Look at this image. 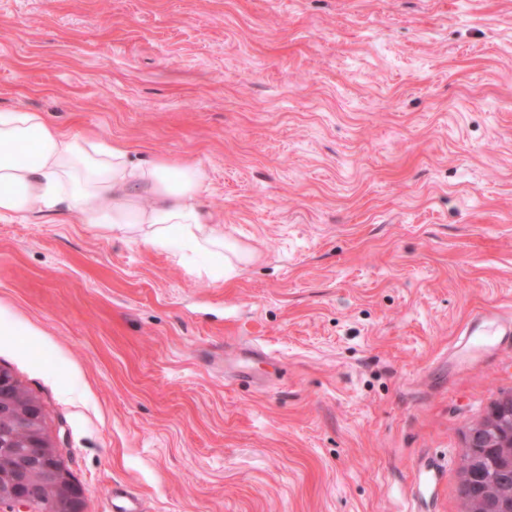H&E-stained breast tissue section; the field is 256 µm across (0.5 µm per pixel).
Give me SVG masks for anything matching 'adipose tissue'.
I'll return each instance as SVG.
<instances>
[{"label": "adipose tissue", "mask_w": 512, "mask_h": 512, "mask_svg": "<svg viewBox=\"0 0 512 512\" xmlns=\"http://www.w3.org/2000/svg\"><path fill=\"white\" fill-rule=\"evenodd\" d=\"M21 148L26 157L18 156ZM129 152L126 143L76 135L38 112H0V221L65 210L77 223L159 250L217 257L228 273L252 261L251 250L207 220L198 166L164 158L135 163Z\"/></svg>", "instance_id": "ef3b65f1"}]
</instances>
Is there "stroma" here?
Instances as JSON below:
<instances>
[{
  "mask_svg": "<svg viewBox=\"0 0 512 512\" xmlns=\"http://www.w3.org/2000/svg\"><path fill=\"white\" fill-rule=\"evenodd\" d=\"M190 161L230 277L89 224L0 222V369L112 512H463L512 347V0H0V110ZM512 342V315L501 309H481L471 314L453 348L457 366L480 360ZM440 482L437 466L432 463H421L415 476L414 499L420 494L422 497L431 496Z\"/></svg>",
  "mask_w": 512,
  "mask_h": 512,
  "instance_id": "35a3bbf8",
  "label": "stroma"
}]
</instances>
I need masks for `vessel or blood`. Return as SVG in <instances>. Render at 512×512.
Here are the masks:
<instances>
[{
    "label": "vessel or blood",
    "mask_w": 512,
    "mask_h": 512,
    "mask_svg": "<svg viewBox=\"0 0 512 512\" xmlns=\"http://www.w3.org/2000/svg\"><path fill=\"white\" fill-rule=\"evenodd\" d=\"M512 342V315L502 310L481 309L471 314L453 348L454 362L462 366ZM440 481L437 466L420 464L415 476V491L421 496L432 495Z\"/></svg>",
    "instance_id": "1"
}]
</instances>
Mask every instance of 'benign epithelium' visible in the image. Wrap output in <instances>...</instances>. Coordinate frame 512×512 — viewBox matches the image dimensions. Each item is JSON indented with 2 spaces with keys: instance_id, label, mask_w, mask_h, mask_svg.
<instances>
[{
  "instance_id": "benign-epithelium-1",
  "label": "benign epithelium",
  "mask_w": 512,
  "mask_h": 512,
  "mask_svg": "<svg viewBox=\"0 0 512 512\" xmlns=\"http://www.w3.org/2000/svg\"><path fill=\"white\" fill-rule=\"evenodd\" d=\"M0 428L24 433L27 448L0 472V512H43L44 493L49 490L58 501L56 512H82L83 489L68 480L60 448L43 430L41 402L24 395L16 380L2 371ZM511 446L512 429L508 425L498 429L481 420L471 427L464 452L473 469L478 466L477 449Z\"/></svg>"
}]
</instances>
